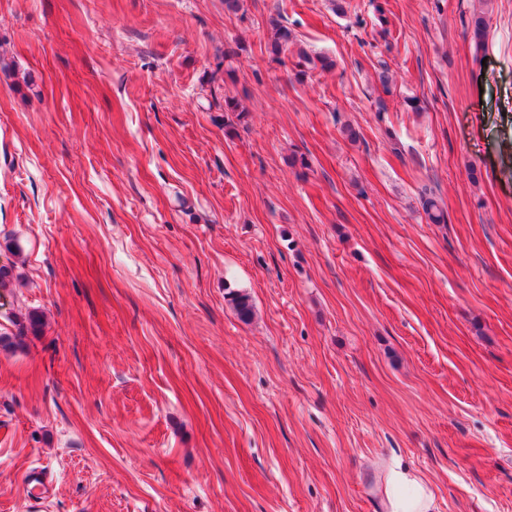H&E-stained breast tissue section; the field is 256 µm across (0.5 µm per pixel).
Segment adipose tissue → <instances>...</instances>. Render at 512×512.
Listing matches in <instances>:
<instances>
[{"label":"adipose tissue","mask_w":512,"mask_h":512,"mask_svg":"<svg viewBox=\"0 0 512 512\" xmlns=\"http://www.w3.org/2000/svg\"><path fill=\"white\" fill-rule=\"evenodd\" d=\"M382 508L383 512H435L437 501L428 482L395 463L386 472Z\"/></svg>","instance_id":"adipose-tissue-1"}]
</instances>
